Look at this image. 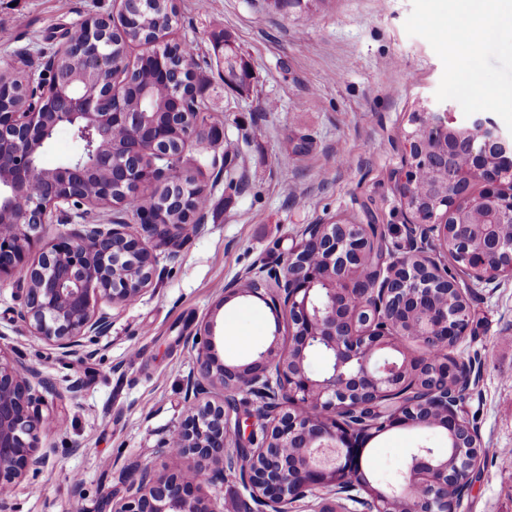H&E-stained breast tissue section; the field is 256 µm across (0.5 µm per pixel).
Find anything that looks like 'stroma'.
Here are the masks:
<instances>
[{"instance_id": "35a3bbf8", "label": "stroma", "mask_w": 512, "mask_h": 512, "mask_svg": "<svg viewBox=\"0 0 512 512\" xmlns=\"http://www.w3.org/2000/svg\"><path fill=\"white\" fill-rule=\"evenodd\" d=\"M454 0H178L172 41L193 48L192 71L206 82L207 148L184 170L230 157L244 188L209 177L207 223L181 235L176 259L160 258L151 289L112 312L109 336L67 356L30 336L18 311V268L0 286V331L11 355L39 368L44 470L15 487L12 512H110L102 492L120 499L115 475L142 464L164 467L160 431L188 412L183 383L195 366L188 339L201 322L236 319L227 361L250 357L272 339L288 343L292 324L263 301H223L224 286L252 265L281 263L306 224H377L404 244L403 203L390 179L404 156V134L421 105L451 107L457 120L491 116L512 137V28L490 15H454ZM113 0H0V70L14 53L51 51L82 18L114 13ZM227 30L249 64L250 92L225 89L203 62L212 35ZM479 40L492 101L453 93L468 51L458 31ZM473 322L459 349L479 369L463 416L491 453L473 474L460 512H512V278L471 296ZM448 453L437 428L400 427L365 441L363 466L377 487L396 481L412 448ZM111 498V499H112Z\"/></svg>"}]
</instances>
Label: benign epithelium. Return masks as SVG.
Segmentation results:
<instances>
[{
  "label": "benign epithelium",
  "instance_id": "benign-epithelium-1",
  "mask_svg": "<svg viewBox=\"0 0 512 512\" xmlns=\"http://www.w3.org/2000/svg\"><path fill=\"white\" fill-rule=\"evenodd\" d=\"M145 2L115 0L117 17L78 21L84 42L65 37L36 58L17 54L11 71L22 86L0 81V217L6 218L0 282L26 262L43 225H74L42 252L20 287L19 316L29 334L65 353L77 354L110 333L112 317L97 304L126 307L149 289L157 250L176 239L172 231L159 234L172 228L167 210L203 188L197 177L175 178L179 155L209 142L203 114L192 111L191 91L174 98L166 123L129 112L123 99L139 82L138 70L102 51ZM169 32L161 26L140 40V57L157 64L159 80L174 82L163 55L181 45L169 42ZM411 124L402 166L392 173L405 209L404 250L378 249L365 224H307L282 265L253 266L226 284V301L251 296L288 311L290 344L275 338L248 361H225L211 314L191 338L196 357L185 381L189 412L157 440L171 467L157 471L144 464L132 479L119 473L125 495L113 512H221L192 489L224 480L230 458L243 468L256 512H293L292 504L314 493L323 499L318 512H336L338 499L360 502L361 512H392L396 501L415 504L414 512H459L481 460L478 434L459 401L448 396V381L468 387L474 373V363L454 354L470 327L471 289L448 278L434 253L453 244L475 286L512 277V262L498 263L499 254L512 256L501 236V228L512 225V144L491 118L478 113L459 123L447 106L426 105ZM61 125L80 126L85 145L59 166L44 168L38 154ZM175 126L183 140L178 155L167 149ZM116 127L128 131L121 147L112 143ZM145 182L155 185L160 200L136 212L141 231L134 232L112 202V187L137 190ZM102 204L112 205V223H86L88 208ZM356 295L369 302L353 306L349 299ZM393 336L444 348L435 362L413 363L426 385L411 383L410 360L389 351ZM313 353L326 358L319 375L308 369ZM42 388L40 370L0 345V512H9L16 480L45 464L38 451L49 430ZM240 393L258 398L268 418L258 447L256 429L244 442L241 420H232ZM399 393L408 400L389 415L387 429L438 420L451 440L456 471L420 446L397 483L374 490L356 480L363 472L360 444L371 431L352 424L348 412ZM185 456L205 479L177 468Z\"/></svg>",
  "mask_w": 512,
  "mask_h": 512
}]
</instances>
